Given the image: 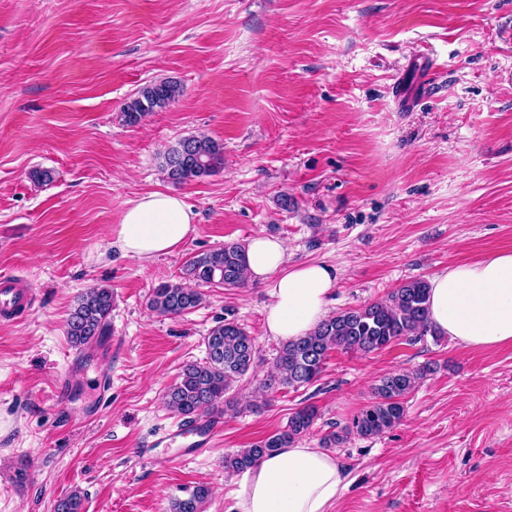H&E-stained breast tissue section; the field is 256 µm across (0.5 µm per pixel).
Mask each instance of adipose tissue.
<instances>
[{"instance_id":"1","label":"adipose tissue","mask_w":512,"mask_h":512,"mask_svg":"<svg viewBox=\"0 0 512 512\" xmlns=\"http://www.w3.org/2000/svg\"><path fill=\"white\" fill-rule=\"evenodd\" d=\"M196 215L181 197L147 193L125 209L114 234L126 254L149 259L179 250L196 231ZM246 277L269 284L265 331L282 341L309 333L327 315L336 267L289 264L287 247L262 234L246 246ZM429 316L440 334L474 349L512 344V251L448 267L430 281ZM348 485L335 455L294 442L243 471L226 512H331Z\"/></svg>"}]
</instances>
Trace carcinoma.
Segmentation results:
<instances>
[{
    "label": "carcinoma",
    "mask_w": 512,
    "mask_h": 512,
    "mask_svg": "<svg viewBox=\"0 0 512 512\" xmlns=\"http://www.w3.org/2000/svg\"><path fill=\"white\" fill-rule=\"evenodd\" d=\"M181 95V86L173 80H161L142 87L126 103L122 116L135 125L146 115L162 110ZM161 168L167 178L188 183L217 174L224 168V145L207 136H187L168 147ZM245 246H224L193 256L183 275L190 285L164 282L152 290L149 306L170 317H179L198 308L203 302L201 285L241 288L246 284ZM430 284L411 279L388 293L386 298L368 302L327 316L307 335L285 342L275 359L273 370L260 381L265 392L283 388L298 389L316 382L329 353L336 350L370 354L398 341L415 342L437 335L428 312ZM112 312V289L96 286L78 296L66 319V334L74 347L83 349L103 341ZM254 337L236 321L225 319L206 337V358L182 366L175 382L165 394L167 408L186 419L214 418L235 410L226 394L256 364ZM430 367L398 370L383 376L375 387L376 400L364 407L341 431L323 438L326 448L343 442L344 437L378 436L396 426L405 413V397L424 379ZM317 417L313 406L294 412L287 425L233 454L224 456V469L240 472L257 465L278 449L306 435ZM211 494L207 485H198L184 497L171 501L170 512H203ZM83 500L74 491L57 500L55 512H82Z\"/></svg>",
    "instance_id": "carcinoma-1"
}]
</instances>
